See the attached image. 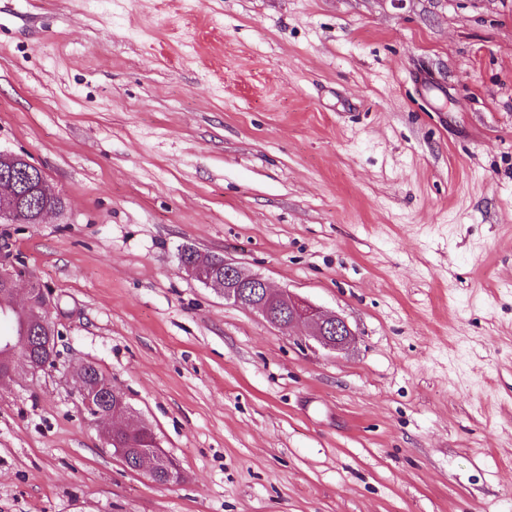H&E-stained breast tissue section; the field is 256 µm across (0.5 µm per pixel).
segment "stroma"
Here are the masks:
<instances>
[{
  "label": "stroma",
  "instance_id": "35a3bbf8",
  "mask_svg": "<svg viewBox=\"0 0 512 512\" xmlns=\"http://www.w3.org/2000/svg\"><path fill=\"white\" fill-rule=\"evenodd\" d=\"M0 149L67 201L0 224L61 333L0 384V512H512V0H0ZM86 361L180 482L106 447ZM211 272L224 276L223 284L208 276L200 260L186 265L182 270L188 277L206 287L216 288L226 301L258 313L271 325L289 330L299 324L312 328L310 337L323 348L341 351L352 339L348 323L336 314H328L287 291H275L260 275L245 273L224 255L210 254ZM270 303L282 304V312L274 317L268 310Z\"/></svg>",
  "mask_w": 512,
  "mask_h": 512
}]
</instances>
